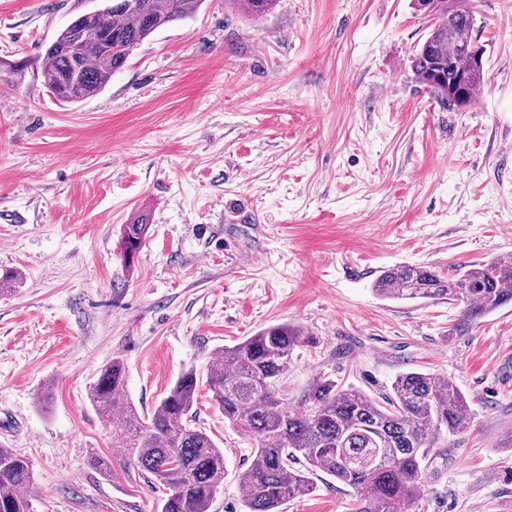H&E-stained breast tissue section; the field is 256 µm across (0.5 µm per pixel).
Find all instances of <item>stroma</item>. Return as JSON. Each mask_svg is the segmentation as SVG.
<instances>
[{
  "label": "stroma",
  "mask_w": 512,
  "mask_h": 512,
  "mask_svg": "<svg viewBox=\"0 0 512 512\" xmlns=\"http://www.w3.org/2000/svg\"><path fill=\"white\" fill-rule=\"evenodd\" d=\"M485 82L442 109L407 59L429 21L411 0H279L262 19L204 0L133 51L100 94L59 103L43 51L103 0H0V444L33 470L32 512H160L137 471L103 476L112 424L87 393L120 357L151 412L186 370L276 323L313 337L284 384L320 373L376 397L407 371L445 374L472 410L442 437L408 512H512V304L463 336L462 308L377 296L386 269L512 256V0H471ZM150 226L134 265L121 228ZM197 426L224 450L210 512H247L236 481L256 442L206 386ZM281 512H350V488Z\"/></svg>",
  "instance_id": "35a3bbf8"
}]
</instances>
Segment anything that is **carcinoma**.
<instances>
[{
  "label": "carcinoma",
  "instance_id": "obj_1",
  "mask_svg": "<svg viewBox=\"0 0 512 512\" xmlns=\"http://www.w3.org/2000/svg\"><path fill=\"white\" fill-rule=\"evenodd\" d=\"M79 16L47 46L41 78L53 97L75 104L98 95L124 67L133 50L159 28L183 20L203 0H105ZM254 18L277 0H233ZM434 19L427 37L408 57L416 81L443 107L448 91L463 89L465 105L476 98L485 71L458 46L477 44L468 0H415ZM148 225L135 217L123 225L127 263L134 262ZM392 300L450 302L462 306L453 326L466 335L480 320L512 303V260L496 258L444 273L432 266H396L373 284ZM312 344L303 327L268 325L226 347L207 368L206 383L224 419L255 439L250 463L238 483L248 512H280L289 499L312 494L311 475L322 472L352 491L351 512H399L423 485L432 449L445 434L470 425V405L445 374L398 375L379 398L345 388L321 373L288 403L282 381L295 349ZM125 366L115 357L89 386L88 399L102 418L118 419L108 458L92 457L100 472L139 470L165 489L160 512H209L224 484V449L196 425L192 408L198 377L183 372L150 416L125 395ZM32 471L25 458L0 445V512H31Z\"/></svg>",
  "mask_w": 512,
  "mask_h": 512
}]
</instances>
